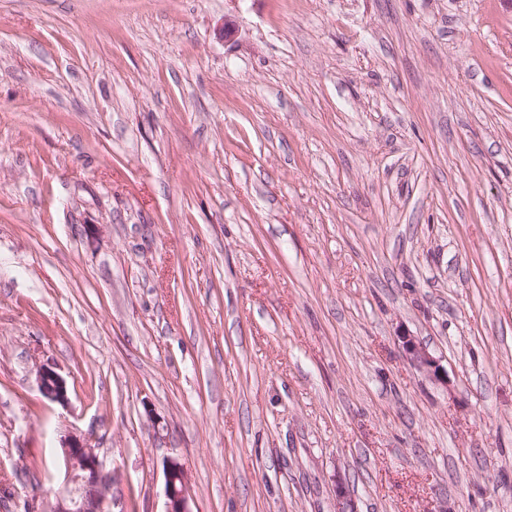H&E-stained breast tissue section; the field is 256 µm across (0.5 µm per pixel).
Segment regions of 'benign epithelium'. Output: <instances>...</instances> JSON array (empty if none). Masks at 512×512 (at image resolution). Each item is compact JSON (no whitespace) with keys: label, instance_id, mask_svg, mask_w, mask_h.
Masks as SVG:
<instances>
[{"label":"benign epithelium","instance_id":"1","mask_svg":"<svg viewBox=\"0 0 512 512\" xmlns=\"http://www.w3.org/2000/svg\"><path fill=\"white\" fill-rule=\"evenodd\" d=\"M403 349L420 368L436 375L440 364L410 336L402 337ZM37 387H51L52 402L62 407L70 403L67 377L46 365L36 367ZM59 457L64 466L63 487L53 492L48 512H107V471L98 449L77 432H68L59 439ZM164 512H191L190 480L183 465L169 458L163 463Z\"/></svg>","mask_w":512,"mask_h":512}]
</instances>
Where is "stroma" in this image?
Segmentation results:
<instances>
[{
  "instance_id": "35a3bbf8",
  "label": "stroma",
  "mask_w": 512,
  "mask_h": 512,
  "mask_svg": "<svg viewBox=\"0 0 512 512\" xmlns=\"http://www.w3.org/2000/svg\"><path fill=\"white\" fill-rule=\"evenodd\" d=\"M69 431L112 512H512V0H0V512ZM401 338L405 353L410 356L416 365L436 376L440 367L438 360L420 347L411 336H402ZM36 383L38 389L50 386L53 389L52 403L67 407L70 403V386L67 377L46 365L36 367ZM164 472V512H192L190 509V480L183 465L169 458L163 463Z\"/></svg>"
}]
</instances>
